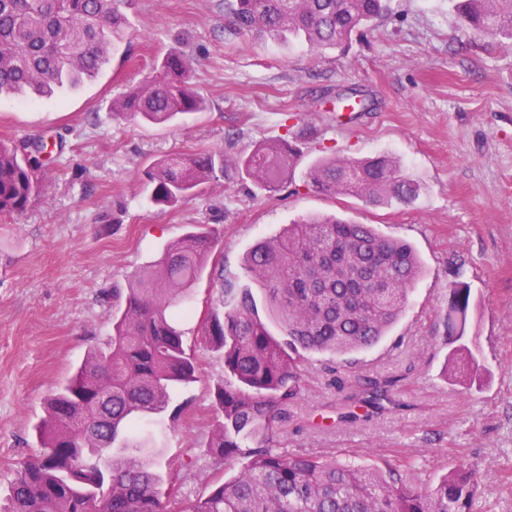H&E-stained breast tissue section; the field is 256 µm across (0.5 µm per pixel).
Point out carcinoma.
I'll return each instance as SVG.
<instances>
[{"label":"carcinoma","instance_id":"1","mask_svg":"<svg viewBox=\"0 0 512 512\" xmlns=\"http://www.w3.org/2000/svg\"><path fill=\"white\" fill-rule=\"evenodd\" d=\"M390 0H229L242 35L295 43L316 54L342 48L371 30ZM129 0H0V99L47 98L95 78L128 31ZM460 25L512 48V0H457ZM163 76L113 98L112 115L166 124L205 112L190 82V61L172 53ZM44 142L0 141V216H20L38 194L35 166ZM301 151L286 140L262 142L236 161L257 189L277 191ZM221 150L167 157L145 170L150 201L174 206L221 182ZM310 182L372 206L408 204L421 184L393 156L317 160ZM216 246L199 228L166 248L135 275L112 319L106 347L90 351L46 400L40 454L20 463L0 512H164L163 479L153 451L129 441L141 422L197 381L196 363L167 314L203 276ZM251 285L225 279L202 335L224 359L215 390L217 427L208 453L219 468L243 461L238 475L215 482L187 512H471L480 486L472 466L421 486L399 466L285 454L272 447L273 425L301 392L304 355L344 354L375 346L405 310L422 273L414 246L368 224L335 215L288 225L246 255ZM288 336L281 341L260 317L253 289ZM471 288L448 289V335L465 332ZM394 380H356L348 399L374 409Z\"/></svg>","mask_w":512,"mask_h":512}]
</instances>
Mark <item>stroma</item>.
I'll use <instances>...</instances> for the list:
<instances>
[{"instance_id": "35a3bbf8", "label": "stroma", "mask_w": 512, "mask_h": 512, "mask_svg": "<svg viewBox=\"0 0 512 512\" xmlns=\"http://www.w3.org/2000/svg\"><path fill=\"white\" fill-rule=\"evenodd\" d=\"M131 41L97 78L54 97L0 100V141L50 135L62 151L27 211L0 218V501L18 463L40 451L45 400L112 333L115 297L195 227L217 239L178 327L198 369L167 410L140 430L185 512L236 467L216 470L206 446L224 360L201 329L220 279L244 283V258L309 213L350 217L412 242L424 272L375 348L312 356L297 399L275 425L280 450L356 456L368 466L411 463L421 484L462 463L483 475L472 512H512V50L461 28L452 0H391L390 14L346 52L236 34L224 0H132ZM177 51L193 67L205 112L157 126L113 117L112 100L155 77ZM363 91L367 107L341 122L336 99ZM285 138L304 152L280 191H255L234 165L222 185L176 206L151 204L144 172L169 155L216 149L227 157ZM398 157L422 186L409 204L375 207L318 192L310 166L324 156ZM474 300L463 338L477 359L446 379L448 286ZM398 378L384 408L348 418L339 382Z\"/></svg>"}]
</instances>
